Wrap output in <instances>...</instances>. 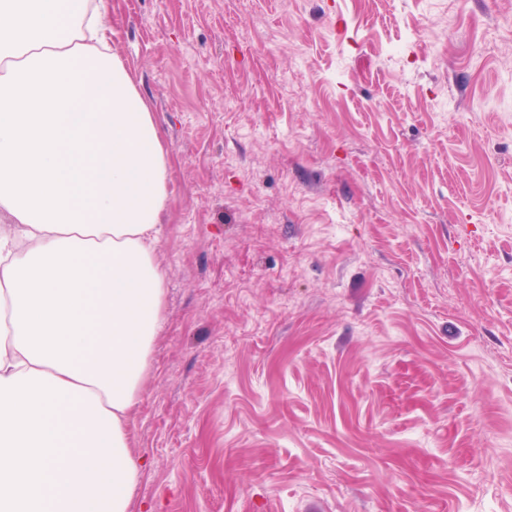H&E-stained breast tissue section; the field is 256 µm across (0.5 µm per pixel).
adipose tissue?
I'll return each mask as SVG.
<instances>
[{
    "label": "adipose tissue",
    "instance_id": "ef3b65f1",
    "mask_svg": "<svg viewBox=\"0 0 512 512\" xmlns=\"http://www.w3.org/2000/svg\"><path fill=\"white\" fill-rule=\"evenodd\" d=\"M105 0H0V512H128L169 159Z\"/></svg>",
    "mask_w": 512,
    "mask_h": 512
}]
</instances>
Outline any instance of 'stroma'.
Segmentation results:
<instances>
[{"label":"stroma","instance_id":"stroma-1","mask_svg":"<svg viewBox=\"0 0 512 512\" xmlns=\"http://www.w3.org/2000/svg\"><path fill=\"white\" fill-rule=\"evenodd\" d=\"M171 161L129 512H512V0H110Z\"/></svg>","mask_w":512,"mask_h":512}]
</instances>
